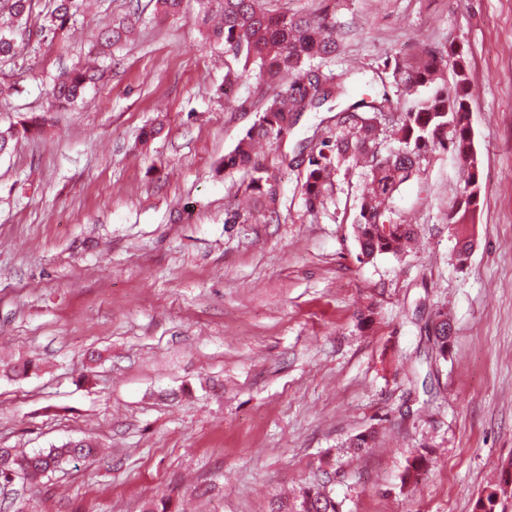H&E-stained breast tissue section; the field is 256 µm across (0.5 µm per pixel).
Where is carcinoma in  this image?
Returning <instances> with one entry per match:
<instances>
[{"label":"carcinoma","instance_id":"carcinoma-1","mask_svg":"<svg viewBox=\"0 0 512 512\" xmlns=\"http://www.w3.org/2000/svg\"><path fill=\"white\" fill-rule=\"evenodd\" d=\"M154 14L160 19L184 13L185 0H153ZM269 0H199L204 9L202 21L211 14L220 22L209 38L224 43V83L232 85L256 75L279 87L265 103L253 126L235 148L224 156V169H243L248 182L245 191L256 199L275 200V190L267 168L252 155L256 139L279 141L296 124L299 114L321 108L329 100L347 94L346 77L328 82L321 62L339 48L336 25L326 14L299 16L271 10ZM34 0H7L11 22L0 28V63L15 60L32 36L57 37L76 20L82 0H52L43 18L32 21ZM132 25L126 18L98 34L99 52L119 44ZM452 67L453 87L442 79L444 69ZM392 76L414 98L393 129L396 145L382 152L379 142L381 117L390 105L386 76ZM382 90L338 111L336 137L321 139L304 160L302 194L308 210L323 204L335 172L348 170L361 158L367 159L371 188L355 205L353 226L361 262L379 255L398 256L405 252L413 237L409 224L387 221L390 203L400 187L419 175L423 161L441 151H452L468 172L457 199L448 214V225L456 235V261L467 264L473 241L461 236L462 227L471 223L480 200L479 160L474 149L470 100L473 95L468 63L461 54L451 57L433 49L421 52L408 66L391 65L386 60L377 73ZM99 79L98 73L74 68L57 75L51 97L58 105H72L82 98L88 85ZM434 338L438 358L448 356L451 324L448 311L438 308L427 324ZM97 447L87 441H72L59 447L27 454L12 448H0V488L18 480L44 476L63 465L90 460ZM499 489L485 488L475 503V512H496ZM285 512H341V503L318 485L301 491L299 501Z\"/></svg>","mask_w":512,"mask_h":512}]
</instances>
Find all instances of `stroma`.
<instances>
[{"instance_id": "obj_1", "label": "stroma", "mask_w": 512, "mask_h": 512, "mask_svg": "<svg viewBox=\"0 0 512 512\" xmlns=\"http://www.w3.org/2000/svg\"><path fill=\"white\" fill-rule=\"evenodd\" d=\"M280 5L330 12L343 47L324 70L349 74L353 100L385 60L463 51L474 253L458 265L448 213L466 172L443 152L391 204L414 249L359 262L366 169L338 172L317 212L301 194L300 146L336 133L323 108L254 149L277 221L259 205L228 223L246 177L224 156L275 87L252 78L224 94V47L196 0L179 20L154 18L150 0H93L0 67L15 86L0 129L39 121L0 155V366L34 365L0 373V448L104 449L25 488L33 512H275L324 470L342 512H474L498 482L496 512H512V0ZM137 7L128 39L95 57L97 33ZM91 57L102 79L51 107L53 77ZM439 307L453 327L441 363L426 331ZM371 429L372 448H347ZM421 454L427 468L403 485Z\"/></svg>"}]
</instances>
